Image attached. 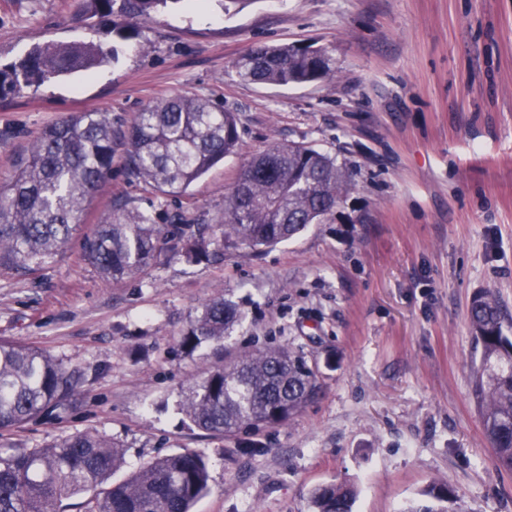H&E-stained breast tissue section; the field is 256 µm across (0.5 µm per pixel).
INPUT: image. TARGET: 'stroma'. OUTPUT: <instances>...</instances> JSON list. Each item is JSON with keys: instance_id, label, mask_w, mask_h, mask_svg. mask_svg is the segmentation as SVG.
<instances>
[{"instance_id": "35a3bbf8", "label": "stroma", "mask_w": 512, "mask_h": 512, "mask_svg": "<svg viewBox=\"0 0 512 512\" xmlns=\"http://www.w3.org/2000/svg\"><path fill=\"white\" fill-rule=\"evenodd\" d=\"M77 0H0V67L37 43L117 48V60L0 98V183L34 137L76 112H135L194 93L235 112L242 147L180 198L145 189L115 151L112 178L60 255L31 275L0 268V339L86 372L80 405L0 432L38 448L78 432L125 446L121 476L155 457L205 452L195 512H311L329 481L357 486L355 512L428 505L445 484L463 512H512V471L493 464L474 396L469 315L493 293L512 323V0H175L119 37ZM327 49L336 76L306 85L241 81L258 44ZM304 142L348 169L353 191L274 248L189 263L161 252L136 278H103L83 238L114 207L161 224H212L252 154ZM245 313L227 351L299 349L321 392L288 423L236 436L186 428L180 391L201 375L182 332L216 296Z\"/></svg>"}]
</instances>
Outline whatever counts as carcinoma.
Here are the masks:
<instances>
[{"label": "carcinoma", "instance_id": "cac0c4a2", "mask_svg": "<svg viewBox=\"0 0 512 512\" xmlns=\"http://www.w3.org/2000/svg\"><path fill=\"white\" fill-rule=\"evenodd\" d=\"M93 13L112 22L116 13L137 25L178 0H86ZM93 43L53 40L35 45L19 61L0 68V95L75 72L90 73L109 55ZM239 78L254 84L300 85L335 76L324 48L260 45L234 64ZM122 137L126 169L153 192L179 198L224 157L241 148L234 113L189 93L170 96L136 113ZM115 132L110 112H78L45 127L15 173L0 188V267L25 275L62 252L84 223L86 205L112 177ZM336 159L303 143L273 145L252 156L224 197L215 224H158L152 214L117 208L92 238L86 257L112 280L131 278L167 246L188 262L218 259L224 252H260L290 239L329 214L351 191ZM242 321V311L220 295L205 305L183 333L187 355L211 347L218 363L181 392L180 410L193 427L233 436L287 423L320 392L319 373L291 347H263L224 364V339ZM496 298L477 294L470 325L480 347L475 395L498 468L512 470V338L504 333ZM85 373L30 345L0 340V431L38 417L48 407L72 408ZM119 442L75 433L41 448H0V512H59L63 499L102 484L124 463ZM204 452L184 450L157 457L117 484L99 489L85 512H192L210 490ZM439 508L409 505L404 512H459L447 486L430 491ZM357 489L335 482L311 492L314 512H353Z\"/></svg>", "mask_w": 512, "mask_h": 512}]
</instances>
